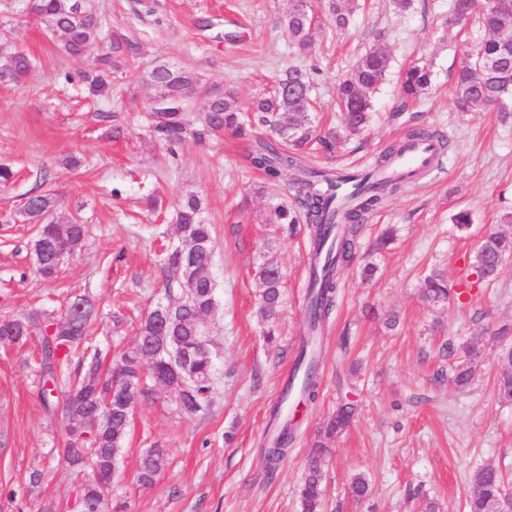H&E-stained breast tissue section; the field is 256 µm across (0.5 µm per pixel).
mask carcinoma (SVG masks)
<instances>
[{"label": "carcinoma", "instance_id": "carcinoma-1", "mask_svg": "<svg viewBox=\"0 0 512 512\" xmlns=\"http://www.w3.org/2000/svg\"><path fill=\"white\" fill-rule=\"evenodd\" d=\"M357 0H325L324 9L334 17L336 28L343 29L356 9ZM492 14L479 15L488 36L466 53L455 73L454 103L461 112L497 110L509 114L506 105H494L498 96L512 100V0H498ZM477 12V0H454L446 24L454 27ZM19 15L46 24L61 37L60 49L70 57H79L102 34L103 22L96 0H0V14ZM317 14L307 0H295L285 18L295 48L304 50ZM106 35L112 65L85 69L76 74L65 73L68 84H78L93 96L112 95V74L134 60L140 52L139 43L113 30ZM390 55L382 42L368 49L355 63L350 75L340 84L338 104L343 120L351 131L366 125L372 109L371 93L388 70ZM31 68L27 53L14 52L0 56V82L21 84ZM432 71L421 62L408 66L400 76V93L417 99L431 86ZM150 94L145 105L151 114L153 138L166 147L171 157L176 148L190 137L203 144L226 130L248 138L258 127H268L272 137L260 138L253 146L250 160L254 168L276 179L284 170L295 172L291 188L300 208L295 215L288 207L275 211L281 224H306L310 242L309 284L302 324L303 336L289 374L283 397L297 388L299 398L309 403L318 397L320 356L318 348L334 308L338 288L337 274L355 258L356 240L364 216L381 205L388 196L405 184L404 179L381 177L378 172L390 166L407 146L427 133L413 130L406 140L390 147L375 161L372 170L350 173L309 168L302 161V150L313 140V102L310 82L305 73L290 68L274 82L272 88L243 113L229 91L200 82L191 69L161 64L151 72ZM196 95L206 99L203 117L195 122L186 116L187 101ZM22 217L36 228L31 241L33 257L40 260L36 272L45 281H52L59 267L52 259V248L75 252L87 234L86 225L74 215L61 211L59 197L49 190L29 193ZM170 223L180 234L177 245L167 247L163 254L165 291L168 300L167 330L160 335L159 318L150 309L137 327L133 350L123 354L117 368L139 382L141 361L163 351L153 368L156 382L173 380L170 357L165 351L180 355L184 387L179 389L180 412L192 417L209 403L215 360L214 342L209 336L207 316L215 307V285L212 276L214 238L211 225L201 215L199 198L190 194L174 210ZM512 252V238L489 231L477 242L471 275L476 282L491 281L497 275V260ZM258 276L263 284L259 313L263 320L276 318L281 298V276L275 265L260 266ZM424 298L445 303L457 295L448 279L438 272L427 275L422 288ZM98 316L90 298L78 294L68 302L57 318L35 310L21 318L0 319V343L19 344L34 339L39 343V373L43 383L40 400L49 413L67 415L69 427L64 441V458L78 468L84 464V451L93 453L97 477L84 483L78 496L81 512H100V506L112 491L111 474L118 464L125 445L132 416L127 400L112 394V378L101 377L104 358L94 341ZM464 361L452 368L451 383L459 390L468 387L472 369L468 363L480 354L479 340L462 345ZM495 390L505 402H512V347L501 355ZM355 408L342 404L324 420L311 451L308 473L299 489L301 512H321L323 500L322 462L330 445L350 424ZM271 420L279 423L274 437L265 438L263 448L267 468H274L287 454L294 439L290 420L280 421L278 406L271 410ZM164 464L162 451L152 448L140 461L139 479L151 484ZM475 490L466 502L467 512H499L501 504L512 497L501 472L482 467L474 477ZM351 497L360 500L371 493L366 477L356 476L350 483Z\"/></svg>", "mask_w": 512, "mask_h": 512}]
</instances>
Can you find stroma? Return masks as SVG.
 Here are the masks:
<instances>
[{"instance_id":"35a3bbf8","label":"stroma","mask_w":512,"mask_h":512,"mask_svg":"<svg viewBox=\"0 0 512 512\" xmlns=\"http://www.w3.org/2000/svg\"><path fill=\"white\" fill-rule=\"evenodd\" d=\"M360 2L341 31L332 17L320 15L308 49L298 55L284 24L294 0H155L153 13L142 16L134 15V0H98L109 24L141 45L138 57L113 74L107 98L61 81L63 72L99 66L105 42L71 58L45 25L0 20V55L20 48L33 61L23 85L0 84V165L16 173L0 185V212L15 216L0 226V317L52 311L68 292L88 293L100 314L99 335L115 339L106 359L114 365L134 346L137 319L164 298L161 245L179 240L164 212L193 192L214 228L216 307L209 322L217 358L210 405L184 418L175 390L144 386L103 512H298L310 448L323 419L343 400L356 414L324 467V512H424L429 504L434 512H466L478 468H499L512 481V404L497 397L501 345L491 337L500 327L512 328V254L492 282L450 304L433 305L420 294L431 271L452 281L465 277L480 234L512 236V224L500 221L512 212V118L462 114L452 101L454 73L486 33L474 16L447 29L451 0H413L403 12L394 0ZM204 21L213 30L201 29ZM380 30L390 67L367 125L352 135L342 130L337 88ZM420 60L430 65L432 84L420 100L403 101L399 72ZM162 63L223 85L244 108L270 80L301 69L312 85L316 125L340 132L334 153L307 156L313 168L368 169L414 127L448 140L437 176L406 184L362 224L356 258L339 274L319 396L301 407L295 439L271 473L263 440L298 350L310 263L307 234H289L274 214L293 200L294 173L268 181L249 162V141L228 131L203 146L185 140L178 159H171L151 136L144 104L143 79ZM116 123L124 128L117 141L110 136ZM71 155L83 160L78 170L65 167ZM43 172L64 212L79 213L89 226L52 283L36 276L32 230L17 215ZM115 186L122 191L117 199ZM149 194L162 202L163 214L148 211ZM461 210L472 218L466 231L451 221ZM389 226L394 243L369 253ZM268 260L283 274L272 344L259 314L256 275ZM368 264L375 271L367 279L362 269ZM392 316L397 324L390 329ZM478 327L489 334L480 341L470 385L459 390L448 382L446 347ZM38 351L34 342L0 344V512H78V482L62 452L67 423L41 404ZM151 448L162 449L165 466L144 485L139 459ZM359 474L372 493L356 501L348 485Z\"/></svg>"}]
</instances>
